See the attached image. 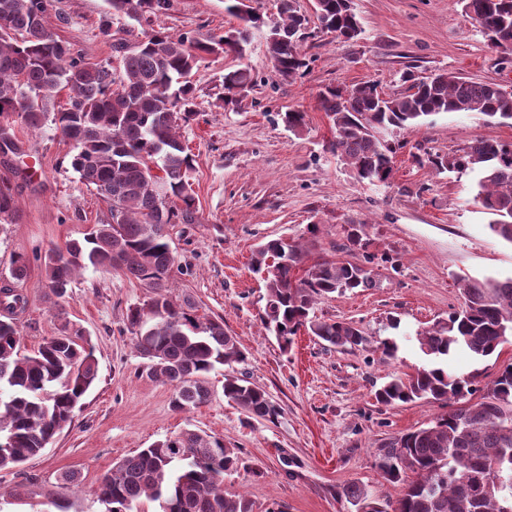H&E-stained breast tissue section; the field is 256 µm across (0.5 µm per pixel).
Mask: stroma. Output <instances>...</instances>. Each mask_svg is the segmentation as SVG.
Listing matches in <instances>:
<instances>
[{"instance_id": "stroma-1", "label": "stroma", "mask_w": 512, "mask_h": 512, "mask_svg": "<svg viewBox=\"0 0 512 512\" xmlns=\"http://www.w3.org/2000/svg\"><path fill=\"white\" fill-rule=\"evenodd\" d=\"M228 3L173 0L148 24L113 17L105 36L99 22L106 0H53L49 24L87 62L116 65L115 44H134L153 29L224 33L237 23ZM352 3L361 34L344 41L312 28L301 46L308 69L294 81L277 73L260 30L243 55L205 56L190 76L197 114L180 139L194 159L196 212L194 223L169 227L178 264L172 292L198 317L223 321L245 355L209 374V401L190 411H173L171 387L140 374L143 360L125 317L148 301L149 288L122 272L91 268L64 298L48 288L44 254L106 223L109 207L73 171L68 141L48 127H16L17 154L0 156V183L10 186L18 206L17 219L0 221V287L12 282L13 256L26 254L27 305L17 316L22 349L36 350L63 324L74 325L94 348L98 378L45 450L0 472V512H105L101 476L136 449L187 429L237 449L241 462L225 473L224 489L250 499L254 512H348L337 493L350 483L382 501L399 495L375 466L379 448L445 408L423 400L385 406L375 391L428 365L416 334L460 308L457 277L512 276V244L491 231V215L475 200L474 175H439L414 157L458 154L480 138L512 143V125L455 112L391 130L385 139L394 150L392 177L369 183L330 151L332 131L318 94L372 81L394 96L405 90L401 75L408 70L421 78L453 72L512 94V54L493 47L457 0ZM238 68L250 71L254 85L237 93L236 104H224V75ZM290 110L307 114L302 135L283 123ZM353 224L365 225L366 234L348 258L371 271L373 284L319 299L314 314L355 323L369 346L340 350L301 331L281 350L262 324L265 288L252 268L257 246L287 237L327 253L346 244ZM387 339L396 340L398 352L385 361L378 346ZM228 373L265 390L277 419H247L224 396ZM66 472L78 475L77 489L58 488Z\"/></svg>"}]
</instances>
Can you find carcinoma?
Here are the masks:
<instances>
[{
  "label": "carcinoma",
  "instance_id": "obj_1",
  "mask_svg": "<svg viewBox=\"0 0 512 512\" xmlns=\"http://www.w3.org/2000/svg\"><path fill=\"white\" fill-rule=\"evenodd\" d=\"M172 0H107L100 32L110 34L112 17L148 19L166 13ZM491 45L512 50V0H457ZM52 0H0V128L29 129L52 123L73 143L71 167L79 179L106 203L110 220L95 224L83 239L53 248L43 259L48 287L59 297L75 274L119 269L152 290L147 303L128 310L126 329L145 359L142 372L173 387L171 406L186 412L211 396L207 374L245 359L224 322L200 319L191 307L174 299L169 283L175 256L168 226L192 223L195 198L190 175L192 155L178 130L196 115L194 89L188 80L206 55H241L252 29L263 24L251 10L231 5L227 11L240 23L222 35L174 36L154 30L123 54L124 72L109 61L88 63L71 43L54 38L48 26ZM281 22L270 28L266 51L284 80L307 67L300 51L309 19L294 0H277ZM319 25L346 41L361 33L352 0H314ZM407 89L383 98L374 82L349 90L328 87L319 93L330 122L332 152L369 182L385 181L392 172L393 149L375 131L408 129L430 116L479 112L492 121L512 122V95L494 83L451 73L418 80L403 75ZM253 85L249 70L224 74V89L244 91ZM69 88L68 102L56 106L59 88ZM297 134L306 113L283 115ZM436 173L471 171L478 177L477 201L495 216L490 227L512 244V146L477 139L461 154L430 155ZM181 206H173V200ZM11 189L0 186V215H15ZM263 273L266 305L264 328L288 349L301 329L330 345L363 347L368 339L352 322L319 321L310 316L320 298L372 286L370 271L347 259L314 256L285 239L270 240L253 258ZM457 288L461 310L417 334L431 365L397 376L378 389V403L391 406L417 399L442 402L448 412L426 427L383 444L377 467L400 495L385 503L357 484L342 487L339 496L351 512H500L512 508V363L500 369L479 399L474 383L478 370L448 371V356L457 349L481 363L501 351L512 336V277L478 281L461 278ZM26 306L17 288L0 289V470H10L42 452L71 422L84 395L94 385L98 366L93 349L79 328H64L43 340L37 350L21 349L13 315ZM224 397L249 419L274 421L279 409L268 394L249 381L224 376ZM236 449L224 439L195 430L142 448L117 462L98 486L106 512H137L144 498L159 512H253L243 495L224 493V473L238 467Z\"/></svg>",
  "mask_w": 512,
  "mask_h": 512
}]
</instances>
